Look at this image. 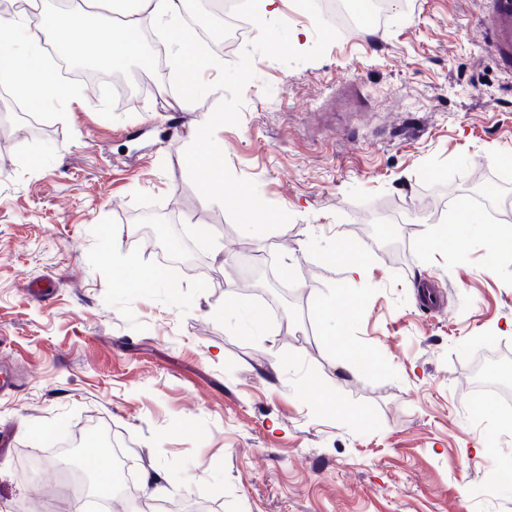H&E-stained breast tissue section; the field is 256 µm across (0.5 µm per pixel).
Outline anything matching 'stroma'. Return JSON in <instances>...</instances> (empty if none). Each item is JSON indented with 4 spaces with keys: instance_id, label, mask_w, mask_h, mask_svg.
I'll return each mask as SVG.
<instances>
[{
    "instance_id": "stroma-1",
    "label": "stroma",
    "mask_w": 512,
    "mask_h": 512,
    "mask_svg": "<svg viewBox=\"0 0 512 512\" xmlns=\"http://www.w3.org/2000/svg\"><path fill=\"white\" fill-rule=\"evenodd\" d=\"M486 6L405 0L320 59L255 58L239 124L217 134L231 172L292 216L262 236L189 179L184 151L223 94L163 107L180 87L164 31L144 44L164 49L155 91L78 80L77 98L26 102L34 124L0 113V512H72L64 448L95 422L185 512H512L491 477L512 418L471 379L512 357V253L487 257L490 234L512 239V71ZM160 212L173 236L211 226L199 269L130 289L164 252L140 232ZM441 233L463 262L431 246ZM342 239L358 275L327 257ZM253 264L287 277L286 316L252 292Z\"/></svg>"
}]
</instances>
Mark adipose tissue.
Instances as JSON below:
<instances>
[{
	"label": "adipose tissue",
	"instance_id": "1",
	"mask_svg": "<svg viewBox=\"0 0 512 512\" xmlns=\"http://www.w3.org/2000/svg\"><path fill=\"white\" fill-rule=\"evenodd\" d=\"M24 2V8L0 15V37L10 38L19 31L28 36L26 52L0 56V78L18 84L21 94L27 97L35 92L48 98L60 95L53 68L38 63L43 44H52L68 56L76 52L84 59L106 56L123 62L135 58L141 50L140 42L130 33L141 20L168 28L171 40L178 45L188 35L186 28L178 24L184 0H134L129 22L121 25L108 12L81 8L58 14L45 9L42 0ZM90 31L97 33V40L85 43L82 50H75V35Z\"/></svg>",
	"mask_w": 512,
	"mask_h": 512
}]
</instances>
